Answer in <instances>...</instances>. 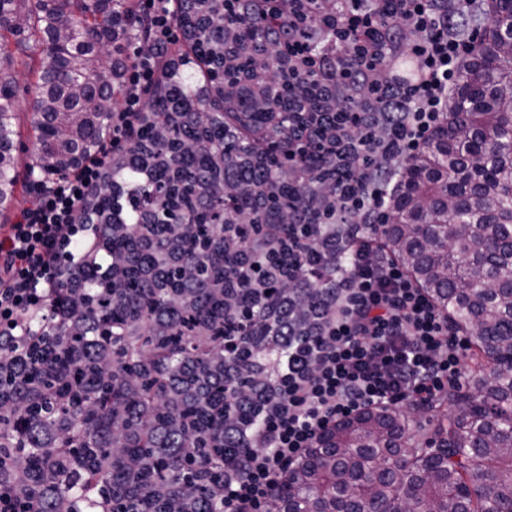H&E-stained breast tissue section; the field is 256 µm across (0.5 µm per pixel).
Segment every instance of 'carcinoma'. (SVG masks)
<instances>
[{
    "label": "carcinoma",
    "mask_w": 512,
    "mask_h": 512,
    "mask_svg": "<svg viewBox=\"0 0 512 512\" xmlns=\"http://www.w3.org/2000/svg\"><path fill=\"white\" fill-rule=\"evenodd\" d=\"M215 4L212 24L192 34L197 56L216 62L214 48L224 26V5ZM115 0H0V207L13 196L18 67L35 77L33 124L38 132L39 166L59 173L91 152L108 128L112 102V10ZM512 19V0H494L493 12L468 21L478 34L472 57L456 90L454 122L439 129L425 150L400 175L401 191L392 201L383 231L387 249L448 312L469 346L471 383L448 391L435 410L431 438L414 442L404 414L374 409L328 430L321 446L302 463L278 495L277 512H512V33L501 26ZM208 104L194 99V119L174 137L192 145L175 159L196 173L185 176L181 202L159 216L162 224L185 220L200 225L190 257L206 272L211 228L221 210L197 212L196 197L208 186L200 173L218 155L239 150L224 141V116H209ZM131 299L120 305H92L89 319L97 334L114 345L123 368L132 369L139 348L118 342L117 327L136 319L144 300L130 280ZM159 357L177 364L185 348L177 337L152 342ZM98 413L73 404L58 410L44 402L29 411L30 429L40 430L68 416L78 439L69 454L94 462L89 450H106L110 421L105 408L117 386H94ZM187 414L202 444L216 442L206 414ZM11 438L0 423V470L23 453L32 472L40 470L50 448ZM150 442L112 459L101 492L112 496L124 480V460L152 461L146 480L189 481L187 465L207 466L192 457L179 464L157 461ZM60 493L74 502L72 512H94L82 481L64 473Z\"/></svg>",
    "instance_id": "cac0c4a2"
}]
</instances>
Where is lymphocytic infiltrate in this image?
Returning a JSON list of instances; mask_svg holds the SVG:
<instances>
[{
  "instance_id": "1",
  "label": "lymphocytic infiltrate",
  "mask_w": 512,
  "mask_h": 512,
  "mask_svg": "<svg viewBox=\"0 0 512 512\" xmlns=\"http://www.w3.org/2000/svg\"><path fill=\"white\" fill-rule=\"evenodd\" d=\"M112 17L111 131L69 172L32 171L39 188L0 236V418L30 439L27 397L60 403L79 386L52 390L57 345L71 336L75 368L123 391L110 403L108 448L158 438L156 456L198 451L185 403L202 407L221 434L224 474L198 483H144V459L126 460V499L154 512H274V498L337 423L374 407L423 414L464 385L468 345L382 241L402 169L454 119L452 97L472 56L463 29L490 0H224L223 86L198 65L196 95L224 115V138L245 145L221 191L195 201L222 207L214 253L223 273L201 278L187 254L197 225L159 224L181 178L170 131L186 118L171 76L185 71L188 0H122ZM274 67H266V59ZM160 191L107 214L98 202L117 169ZM288 184L284 210L268 207L272 182ZM132 234L150 261L138 275L146 308L125 340L166 337L175 305L224 304V320L196 311L189 358L170 369L143 355L138 371L88 330L91 270L106 271L112 302L128 291L130 254L111 250ZM181 275L171 284V271ZM224 335H216L217 326ZM46 350L38 369L21 360ZM57 468L32 476L26 456L0 475V512H71ZM207 487L201 498L199 487Z\"/></svg>"
}]
</instances>
